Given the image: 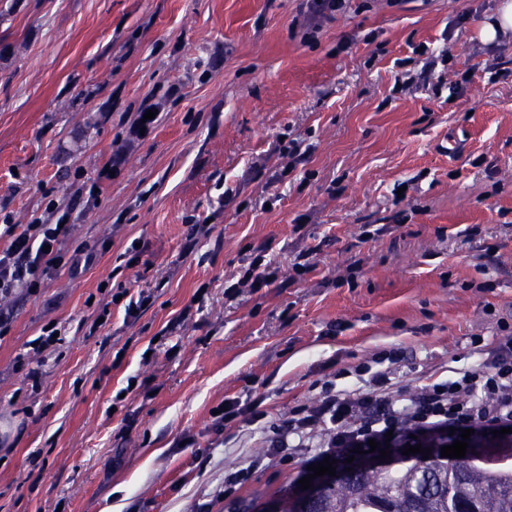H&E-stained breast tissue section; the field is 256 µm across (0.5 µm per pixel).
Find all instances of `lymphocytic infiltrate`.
<instances>
[{
	"label": "lymphocytic infiltrate",
	"instance_id": "f902f5d3",
	"mask_svg": "<svg viewBox=\"0 0 512 512\" xmlns=\"http://www.w3.org/2000/svg\"><path fill=\"white\" fill-rule=\"evenodd\" d=\"M47 220L9 224L0 237V295L16 290L33 294L65 265L64 240L69 234L66 215L55 204L46 208ZM355 387L322 382L314 403L294 406L287 424L270 421L256 405L228 401L216 422L227 426L246 417L269 444L271 455L316 448L338 459L353 449L392 440L405 446L411 439L435 440L450 429L485 433L512 426V331L499 336L486 362L455 371L445 380H426L404 399L394 394L388 371L355 367Z\"/></svg>",
	"mask_w": 512,
	"mask_h": 512
}]
</instances>
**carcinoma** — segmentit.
Segmentation results:
<instances>
[{"label":"carcinoma","instance_id":"carcinoma-1","mask_svg":"<svg viewBox=\"0 0 512 512\" xmlns=\"http://www.w3.org/2000/svg\"><path fill=\"white\" fill-rule=\"evenodd\" d=\"M400 467L365 474L352 486L333 487L310 512H387L411 499L421 512H460L474 495L480 512H512V462L489 468L476 462L463 470L441 461L398 459Z\"/></svg>","mask_w":512,"mask_h":512}]
</instances>
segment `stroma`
<instances>
[{
	"label": "stroma",
	"mask_w": 512,
	"mask_h": 512,
	"mask_svg": "<svg viewBox=\"0 0 512 512\" xmlns=\"http://www.w3.org/2000/svg\"><path fill=\"white\" fill-rule=\"evenodd\" d=\"M500 2L0 0V226L98 190L67 241L92 263L0 296V512H239L319 457L265 459L215 428L225 400L280 423L394 346L398 391L484 361L471 337L512 326V33L480 40ZM261 246L276 280L237 287ZM121 287L150 294L138 318Z\"/></svg>",
	"instance_id": "stroma-1"
}]
</instances>
